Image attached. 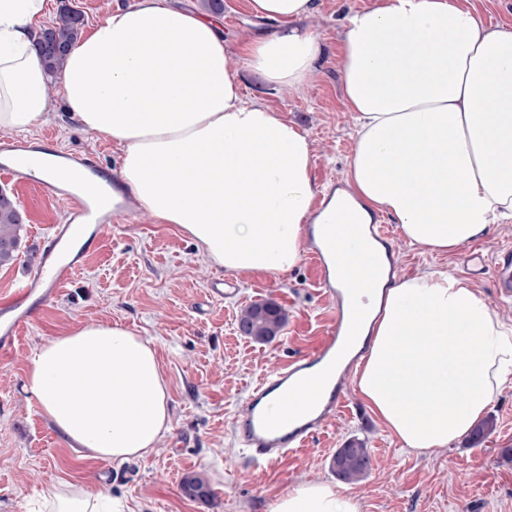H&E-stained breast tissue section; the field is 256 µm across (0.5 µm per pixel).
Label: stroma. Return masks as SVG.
I'll return each mask as SVG.
<instances>
[{
	"instance_id": "35a3bbf8",
	"label": "stroma",
	"mask_w": 512,
	"mask_h": 512,
	"mask_svg": "<svg viewBox=\"0 0 512 512\" xmlns=\"http://www.w3.org/2000/svg\"><path fill=\"white\" fill-rule=\"evenodd\" d=\"M375 0H314L303 18L316 29L324 54L313 80L288 90L260 84L244 65L241 46L275 22L255 17L249 0H224V35L228 60L240 77L247 100L293 121L313 142L311 176L315 185L347 177L356 131L337 54L347 14ZM53 146L93 154L104 171L118 163V151L104 137L82 132L55 114L36 128ZM25 216L18 257L0 267V297L24 277L45 245L47 226L62 223L65 200L36 186L8 185ZM399 273L410 276L436 268L466 279L490 307L512 318V297L495 291L493 266L472 271L467 250L436 255L394 236ZM216 266L204 261L191 239L175 225L157 224L130 213L111 224L101 246L62 287L51 303L38 307L13 351L0 359V512H31L49 478L60 477L90 487L104 486L124 500L128 512H269L271 503L294 484L334 481L330 461L349 439L364 440L373 455L368 477L346 492L359 499L361 512H512V383L490 407L494 429L480 445L462 439L447 449L418 454L400 447L355 390L347 404L310 445L280 466L267 469L247 462L233 435L234 417L252 384L301 355L334 318L331 301L317 285L309 260L288 276H236L240 295L217 300L207 294ZM272 301L288 319L269 343H257L236 329L241 310ZM119 322L154 340L170 395L171 432L156 451L126 462L77 460L75 453L42 417L26 393V371L39 346L78 321ZM200 474L211 497H187L181 480Z\"/></svg>"
}]
</instances>
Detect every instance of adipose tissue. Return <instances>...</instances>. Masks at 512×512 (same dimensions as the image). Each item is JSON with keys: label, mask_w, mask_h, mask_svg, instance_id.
Returning <instances> with one entry per match:
<instances>
[{"label": "adipose tissue", "mask_w": 512, "mask_h": 512, "mask_svg": "<svg viewBox=\"0 0 512 512\" xmlns=\"http://www.w3.org/2000/svg\"><path fill=\"white\" fill-rule=\"evenodd\" d=\"M50 0H0V133H25L53 110L35 29ZM275 21L244 46L265 84L310 83L320 35L301 26L313 0H250ZM355 139L351 219L326 243L360 242L375 259L369 299L348 332L363 356L359 397L418 453L448 448L484 419L512 381V321L443 270L388 279L387 248L365 237L374 213L408 242L452 254L512 219V28L484 33L459 0H376L345 19L340 47ZM66 116L120 147L117 187L32 160L35 177L78 186L100 209L130 195L137 211L177 225L206 262L283 277L301 261L318 190L313 144L293 122L247 100L228 63L220 17L133 0L73 43L60 71ZM491 109H482V102ZM24 389L68 447L103 462L151 455L170 431V396L151 339L120 323L81 322L41 345ZM107 488L61 478L38 512H125ZM322 480L295 484L272 512H360Z\"/></svg>", "instance_id": "ef3b65f1"}]
</instances>
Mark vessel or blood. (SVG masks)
<instances>
[{
	"mask_svg": "<svg viewBox=\"0 0 512 512\" xmlns=\"http://www.w3.org/2000/svg\"><path fill=\"white\" fill-rule=\"evenodd\" d=\"M36 145L24 139L0 141V178L16 185L34 183L35 177L25 166L23 154L35 151ZM55 159L64 165L82 166L90 177L100 174L97 161L60 149L52 151ZM71 207L63 223L53 225L47 244L38 256L35 269L25 280L0 299V357H8L26 327L34 304H42L58 294L60 288L87 262V248L77 249L70 258H61L58 245L75 235L88 224L105 226L115 215L98 212L92 199L80 192H68ZM336 264L349 271L345 289L325 288L324 293L336 304V322L330 331L320 337L300 357L291 360L272 373L256 381L239 409L234 422L237 438L254 454L255 462L279 465L288 453L307 446L310 439L331 422L344 406L342 385L326 389L323 366L342 349L348 325L359 311L345 305L344 292L357 293L365 283L359 272L365 267L364 256L347 246L337 250ZM497 285L505 295H512V249H502L496 259ZM316 400L321 407L317 415L306 419L295 413L294 403L299 397Z\"/></svg>",
	"mask_w": 512,
	"mask_h": 512,
	"instance_id": "b4317fda",
	"label": "vessel or blood"
}]
</instances>
